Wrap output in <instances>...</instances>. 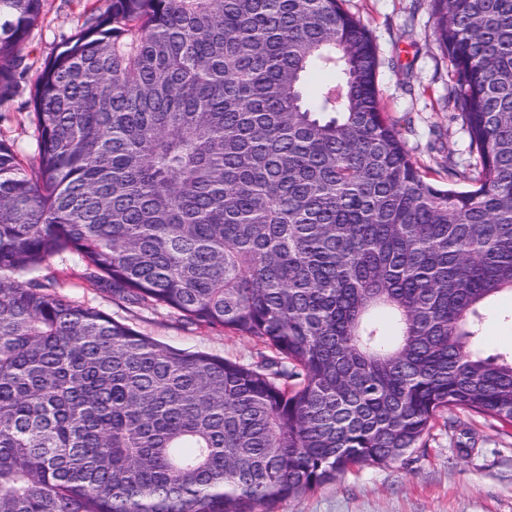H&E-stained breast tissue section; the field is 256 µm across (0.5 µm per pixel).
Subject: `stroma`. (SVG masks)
<instances>
[{
  "label": "stroma",
  "mask_w": 512,
  "mask_h": 512,
  "mask_svg": "<svg viewBox=\"0 0 512 512\" xmlns=\"http://www.w3.org/2000/svg\"><path fill=\"white\" fill-rule=\"evenodd\" d=\"M88 0H45L43 15L25 45L29 76L80 26ZM345 7L369 27L380 62L381 103L400 130L412 159L428 181L447 185L449 164L471 161L469 138L448 100L454 81L448 57L434 35L428 0H346ZM20 90L0 114V139L20 154L37 149L38 132ZM53 292L99 309L156 342L201 351L243 364L260 359L251 341L203 328L165 308L132 307L113 300L82 276L77 255L49 262ZM481 345L486 354L512 352V295L485 307ZM437 422L423 447L381 465H367L333 482L279 502L274 512H512V426L479 414L452 411Z\"/></svg>",
  "instance_id": "1"
}]
</instances>
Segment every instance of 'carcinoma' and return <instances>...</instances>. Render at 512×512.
Returning a JSON list of instances; mask_svg holds the SVG:
<instances>
[{
	"label": "carcinoma",
	"instance_id": "carcinoma-1",
	"mask_svg": "<svg viewBox=\"0 0 512 512\" xmlns=\"http://www.w3.org/2000/svg\"><path fill=\"white\" fill-rule=\"evenodd\" d=\"M45 0H0V112ZM45 59L27 160L0 140V512H272L512 423V0H429L473 188L425 180L343 0H105ZM330 70L315 90L308 78ZM75 253L118 300L274 353L164 347L51 293ZM481 345L485 355L512 352V295L503 293L484 308Z\"/></svg>",
	"mask_w": 512,
	"mask_h": 512
}]
</instances>
